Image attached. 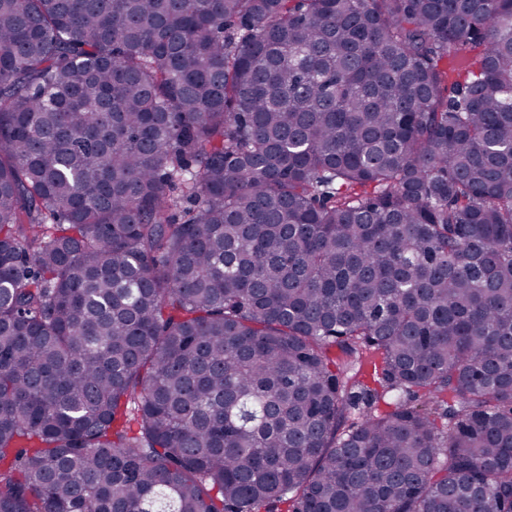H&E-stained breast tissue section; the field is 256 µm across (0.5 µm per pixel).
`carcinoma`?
Instances as JSON below:
<instances>
[{
    "label": "carcinoma",
    "instance_id": "cac0c4a2",
    "mask_svg": "<svg viewBox=\"0 0 512 512\" xmlns=\"http://www.w3.org/2000/svg\"><path fill=\"white\" fill-rule=\"evenodd\" d=\"M281 504L512 512V0H0V512ZM475 56H476L475 51L471 50L468 47L462 48L457 53H452V54L448 55L447 58H444L439 63V66H440V68H444V69L448 68V73L451 76L452 80L462 81L465 76V72H466L467 68L460 65V60L462 58L472 59Z\"/></svg>",
    "mask_w": 512,
    "mask_h": 512
}]
</instances>
